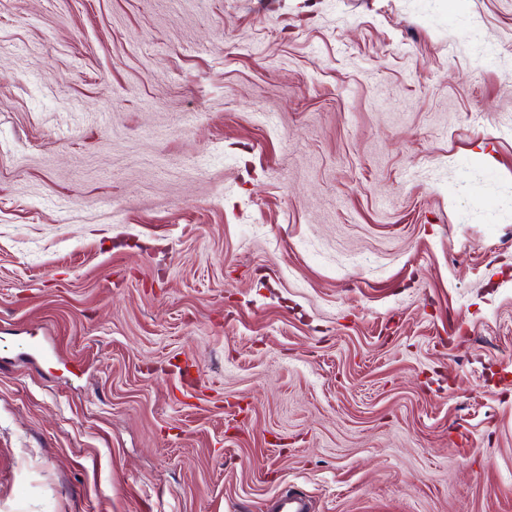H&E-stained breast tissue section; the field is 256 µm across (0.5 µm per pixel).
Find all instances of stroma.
Returning a JSON list of instances; mask_svg holds the SVG:
<instances>
[{
  "mask_svg": "<svg viewBox=\"0 0 512 512\" xmlns=\"http://www.w3.org/2000/svg\"><path fill=\"white\" fill-rule=\"evenodd\" d=\"M512 512V0H0V512Z\"/></svg>",
  "mask_w": 512,
  "mask_h": 512,
  "instance_id": "35a3bbf8",
  "label": "stroma"
}]
</instances>
